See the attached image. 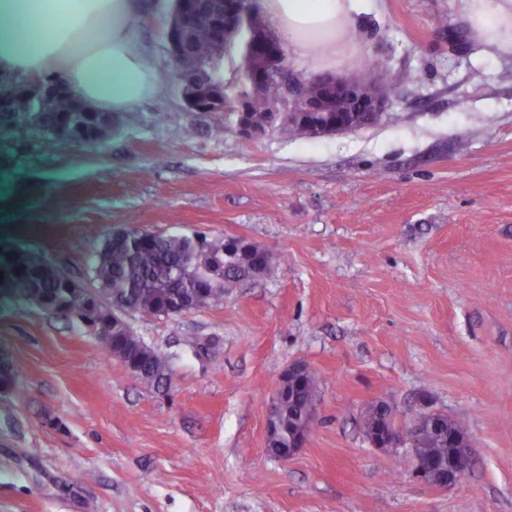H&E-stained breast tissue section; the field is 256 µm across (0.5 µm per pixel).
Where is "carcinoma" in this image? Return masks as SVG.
Here are the masks:
<instances>
[{"mask_svg": "<svg viewBox=\"0 0 512 512\" xmlns=\"http://www.w3.org/2000/svg\"><path fill=\"white\" fill-rule=\"evenodd\" d=\"M228 0H195L193 22L182 31L187 53L196 59L206 60L220 54L231 66V77L224 79V117L233 121L235 102L248 96L240 80L247 69H258L263 64L261 55L252 49L253 35L272 33L270 19L257 6L241 4V15L233 30L224 37V45L217 48L212 36L209 19L227 7ZM294 76L284 70L264 87L260 104L280 105L282 128L288 126V103L292 96ZM365 96L372 95L379 87L392 91L397 77L382 71L376 75L357 79ZM35 107L20 100L14 110L0 114V127L11 135H25L37 130L53 140L52 128L59 122L71 127L86 125L90 117L83 112H60L59 102L42 101ZM277 260V255L259 244L226 250L222 239L160 236L150 243L141 239V230L126 225L123 235L104 236L89 256L87 267L96 291L110 302L128 305L147 314H158L177 309L186 303L200 300L205 306H218L224 295L244 284L255 281ZM0 283L6 285L20 302L37 305L44 294L56 297L59 308L76 317L87 326L96 323V317L85 299L73 296L83 289L73 278L59 268L45 266L44 255L33 249L7 251L0 255ZM100 335L109 345L137 360L141 382L157 390L171 384L170 354L143 346V340L127 326L118 336L103 327ZM316 378L310 375L307 389L287 396L279 407L277 428L266 440L268 452L275 456L288 448L290 440L302 426L305 414L315 406Z\"/></svg>", "mask_w": 512, "mask_h": 512, "instance_id": "carcinoma-1", "label": "carcinoma"}]
</instances>
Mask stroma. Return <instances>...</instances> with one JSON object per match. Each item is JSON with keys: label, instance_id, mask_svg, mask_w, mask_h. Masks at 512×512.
I'll return each instance as SVG.
<instances>
[{"label": "stroma", "instance_id": "35a3bbf8", "mask_svg": "<svg viewBox=\"0 0 512 512\" xmlns=\"http://www.w3.org/2000/svg\"><path fill=\"white\" fill-rule=\"evenodd\" d=\"M134 28L158 76L92 145L0 134V251L86 278L133 224L239 238L277 263L219 306L129 314L172 356L142 383L77 319L0 291V512H512V57L472 41L461 0H373L366 75L401 81L381 120L310 138L242 137L170 89V0ZM309 364L317 418L288 461L266 448L281 374ZM442 413L471 467L452 490L377 448L367 412Z\"/></svg>", "mask_w": 512, "mask_h": 512}]
</instances>
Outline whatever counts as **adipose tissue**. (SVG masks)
<instances>
[{
	"label": "adipose tissue",
	"mask_w": 512,
	"mask_h": 512,
	"mask_svg": "<svg viewBox=\"0 0 512 512\" xmlns=\"http://www.w3.org/2000/svg\"><path fill=\"white\" fill-rule=\"evenodd\" d=\"M472 40L512 56V0H463ZM371 0H261L296 65L341 72L362 61L358 26ZM137 0H0V73L54 71L84 103L125 112L157 83L130 24Z\"/></svg>",
	"instance_id": "obj_1"
}]
</instances>
